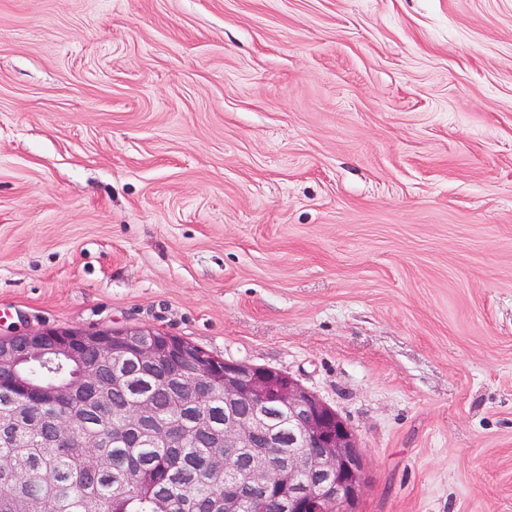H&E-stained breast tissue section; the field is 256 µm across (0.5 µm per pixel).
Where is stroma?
Instances as JSON below:
<instances>
[{
	"label": "stroma",
	"instance_id": "obj_1",
	"mask_svg": "<svg viewBox=\"0 0 512 512\" xmlns=\"http://www.w3.org/2000/svg\"><path fill=\"white\" fill-rule=\"evenodd\" d=\"M134 327L512 512V0H0V333Z\"/></svg>",
	"mask_w": 512,
	"mask_h": 512
}]
</instances>
